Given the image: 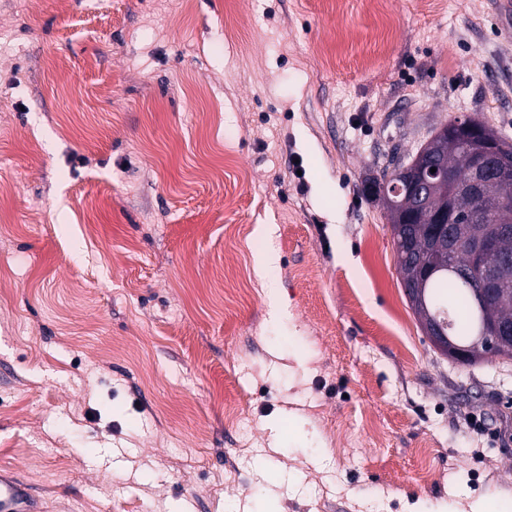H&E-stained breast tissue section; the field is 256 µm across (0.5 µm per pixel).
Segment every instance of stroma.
Masks as SVG:
<instances>
[{"mask_svg":"<svg viewBox=\"0 0 512 512\" xmlns=\"http://www.w3.org/2000/svg\"><path fill=\"white\" fill-rule=\"evenodd\" d=\"M462 115L512 141L497 0H0V469L46 512H512V361L431 346L366 190Z\"/></svg>","mask_w":512,"mask_h":512,"instance_id":"obj_1","label":"stroma"}]
</instances>
